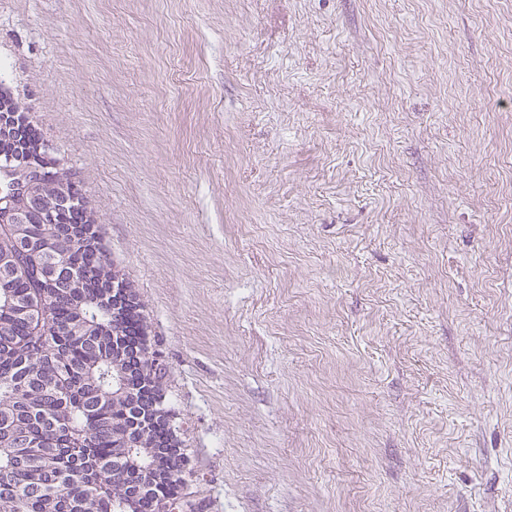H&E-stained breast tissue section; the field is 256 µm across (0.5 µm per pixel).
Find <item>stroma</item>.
<instances>
[{
  "label": "stroma",
  "mask_w": 512,
  "mask_h": 512,
  "mask_svg": "<svg viewBox=\"0 0 512 512\" xmlns=\"http://www.w3.org/2000/svg\"><path fill=\"white\" fill-rule=\"evenodd\" d=\"M0 67L136 286L182 512H512V0H0Z\"/></svg>",
  "instance_id": "1"
}]
</instances>
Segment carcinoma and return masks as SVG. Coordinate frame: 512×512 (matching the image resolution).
Listing matches in <instances>:
<instances>
[{"label": "carcinoma", "mask_w": 512, "mask_h": 512, "mask_svg": "<svg viewBox=\"0 0 512 512\" xmlns=\"http://www.w3.org/2000/svg\"><path fill=\"white\" fill-rule=\"evenodd\" d=\"M36 212L27 225L33 247L15 246L11 224H0V254H13L19 274L5 286L11 299L34 307L17 318L0 299V434L23 433L28 447L17 459L0 455V512H122L157 457L139 446L175 443V417L166 405L155 359L145 342L146 320L137 295L124 318L111 315L106 286L133 289L102 244L100 227L83 223L90 208ZM72 281L68 296L57 290ZM83 315L88 335L71 321ZM126 347L127 376L120 377L112 343ZM133 450L139 467L115 457ZM180 480L146 493L141 512H161L176 500Z\"/></svg>", "instance_id": "obj_1"}]
</instances>
